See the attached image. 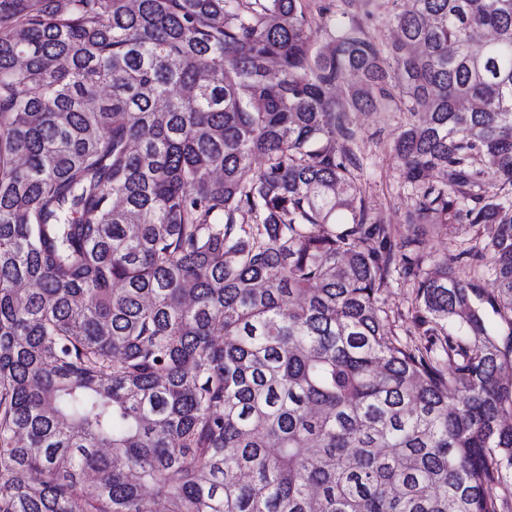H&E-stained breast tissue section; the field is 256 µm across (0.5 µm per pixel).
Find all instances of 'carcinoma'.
I'll return each instance as SVG.
<instances>
[{"label":"carcinoma","instance_id":"carcinoma-1","mask_svg":"<svg viewBox=\"0 0 512 512\" xmlns=\"http://www.w3.org/2000/svg\"><path fill=\"white\" fill-rule=\"evenodd\" d=\"M389 110L408 223L483 227L493 293L373 221ZM511 499L512 0H0V512ZM362 149V193L366 205L379 224H389L396 239L412 230L405 223L414 211L416 194L405 185L393 151L399 125L395 112H356L351 115ZM416 288L412 281L393 273L378 293L379 305L387 312L389 319L396 322L395 329L407 341L418 339L417 328L413 322L415 313Z\"/></svg>","mask_w":512,"mask_h":512}]
</instances>
